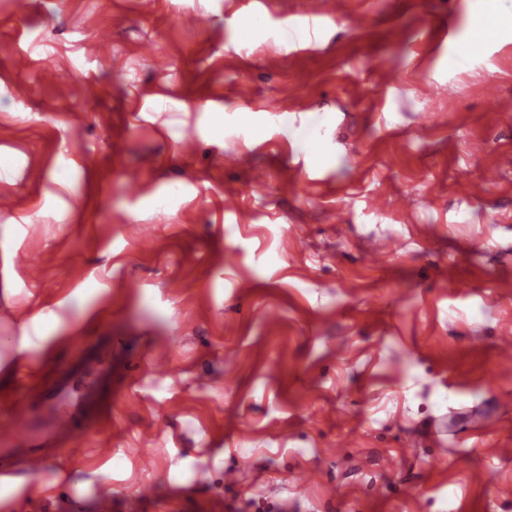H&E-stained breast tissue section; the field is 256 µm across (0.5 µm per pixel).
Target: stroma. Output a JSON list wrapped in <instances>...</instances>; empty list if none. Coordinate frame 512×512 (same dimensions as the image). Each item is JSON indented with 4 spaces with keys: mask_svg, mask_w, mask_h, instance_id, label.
<instances>
[{
    "mask_svg": "<svg viewBox=\"0 0 512 512\" xmlns=\"http://www.w3.org/2000/svg\"><path fill=\"white\" fill-rule=\"evenodd\" d=\"M484 3L0 5V415L126 376L21 512H512V25L435 32Z\"/></svg>",
    "mask_w": 512,
    "mask_h": 512,
    "instance_id": "35a3bbf8",
    "label": "stroma"
}]
</instances>
